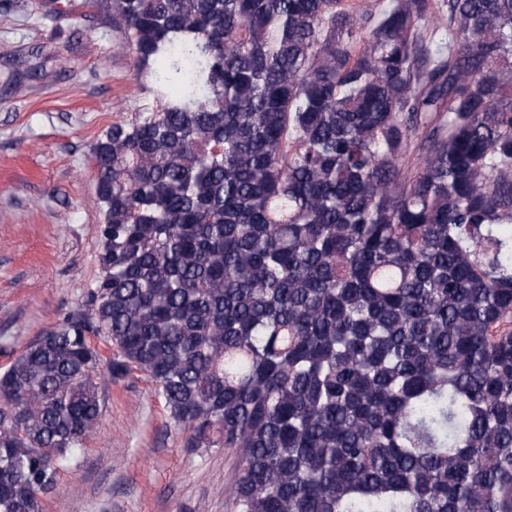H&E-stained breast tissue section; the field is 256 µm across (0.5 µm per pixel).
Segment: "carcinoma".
I'll return each instance as SVG.
<instances>
[{
    "label": "carcinoma",
    "instance_id": "1",
    "mask_svg": "<svg viewBox=\"0 0 512 512\" xmlns=\"http://www.w3.org/2000/svg\"><path fill=\"white\" fill-rule=\"evenodd\" d=\"M102 275L0 371V512L155 384L237 512H512V0H112ZM103 336V359L90 336Z\"/></svg>",
    "mask_w": 512,
    "mask_h": 512
}]
</instances>
